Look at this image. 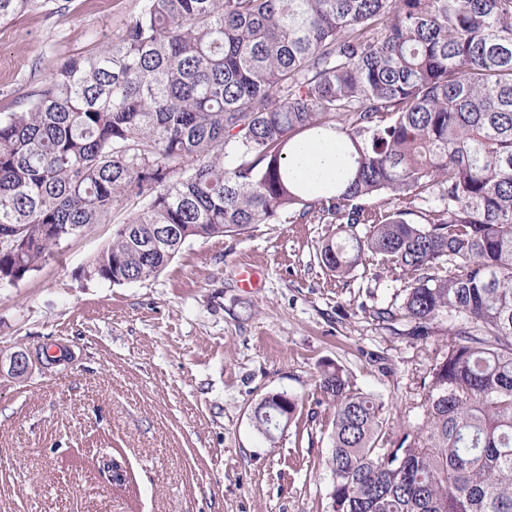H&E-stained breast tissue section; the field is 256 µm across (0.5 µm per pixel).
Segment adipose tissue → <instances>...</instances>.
Here are the masks:
<instances>
[{
  "label": "adipose tissue",
  "instance_id": "ef3b65f1",
  "mask_svg": "<svg viewBox=\"0 0 512 512\" xmlns=\"http://www.w3.org/2000/svg\"><path fill=\"white\" fill-rule=\"evenodd\" d=\"M285 158L290 181L311 188L313 194L318 195L323 185L343 184L349 147L335 132L313 129L289 145Z\"/></svg>",
  "mask_w": 512,
  "mask_h": 512
}]
</instances>
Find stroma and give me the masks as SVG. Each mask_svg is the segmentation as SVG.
Here are the masks:
<instances>
[{
    "instance_id": "stroma-1",
    "label": "stroma",
    "mask_w": 512,
    "mask_h": 512,
    "mask_svg": "<svg viewBox=\"0 0 512 512\" xmlns=\"http://www.w3.org/2000/svg\"><path fill=\"white\" fill-rule=\"evenodd\" d=\"M139 0H50L0 26V113L42 90L73 57L112 43ZM133 197L61 242L38 272L0 287V512H328L329 438L314 415L324 365L380 395L396 433L418 419L423 381L448 342L373 320L405 281L377 260L346 278L318 262L326 224H255L186 242L156 277L113 285L82 269ZM259 285H238L243 267ZM67 346L52 369L9 371L12 354ZM303 401L268 442L254 410L269 393ZM129 469L109 483L101 448Z\"/></svg>"
}]
</instances>
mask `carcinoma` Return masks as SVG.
<instances>
[{"label":"carcinoma","mask_w":512,"mask_h":512,"mask_svg":"<svg viewBox=\"0 0 512 512\" xmlns=\"http://www.w3.org/2000/svg\"><path fill=\"white\" fill-rule=\"evenodd\" d=\"M49 2L0 0V24ZM319 127L354 168L313 197L284 152ZM134 195L146 203L83 269L99 281L154 278L189 240L286 214L333 226L331 275L371 255L408 276L373 319L417 336L448 321L421 420L399 436L379 395L324 366L329 512H512V0H139L116 43L0 113V285ZM300 405L262 398L257 430L275 442Z\"/></svg>","instance_id":"obj_1"}]
</instances>
